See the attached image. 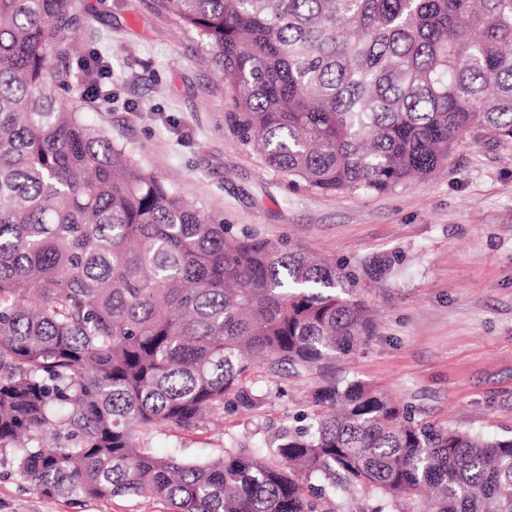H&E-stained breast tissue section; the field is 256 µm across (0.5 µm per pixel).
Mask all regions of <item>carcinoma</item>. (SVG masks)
<instances>
[{"mask_svg": "<svg viewBox=\"0 0 512 512\" xmlns=\"http://www.w3.org/2000/svg\"><path fill=\"white\" fill-rule=\"evenodd\" d=\"M75 0H0V449L47 497L175 512H512V436L418 421L336 367L375 335L357 275L237 235L66 96ZM234 91L225 122L316 193L383 194L512 141V0H157ZM315 376L264 448L201 463L140 433L250 411L243 377ZM332 506L335 508V512H376L380 508L383 512L391 510L387 507L384 508L383 502L376 498L364 497L363 495L351 497L341 493L333 498Z\"/></svg>", "mask_w": 512, "mask_h": 512, "instance_id": "cac0c4a2", "label": "carcinoma"}]
</instances>
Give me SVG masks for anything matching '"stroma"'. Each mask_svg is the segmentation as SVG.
Wrapping results in <instances>:
<instances>
[{
	"mask_svg": "<svg viewBox=\"0 0 512 512\" xmlns=\"http://www.w3.org/2000/svg\"><path fill=\"white\" fill-rule=\"evenodd\" d=\"M80 54L112 69V100L72 99L93 124L124 142L143 165L234 233L289 238L359 273L376 310L370 343L337 377L370 382L419 418L490 437L512 435V142L463 144L447 172L384 194H317L268 169L228 129L232 89L208 49L155 0H76ZM398 255L381 279L366 260ZM249 385L265 400L253 412L198 431H149L154 452L187 461L242 442L269 443L306 409L317 381L283 380L256 365ZM0 451V512H171L153 497L72 500L40 495Z\"/></svg>",
	"mask_w": 512,
	"mask_h": 512,
	"instance_id": "obj_1",
	"label": "stroma"
}]
</instances>
